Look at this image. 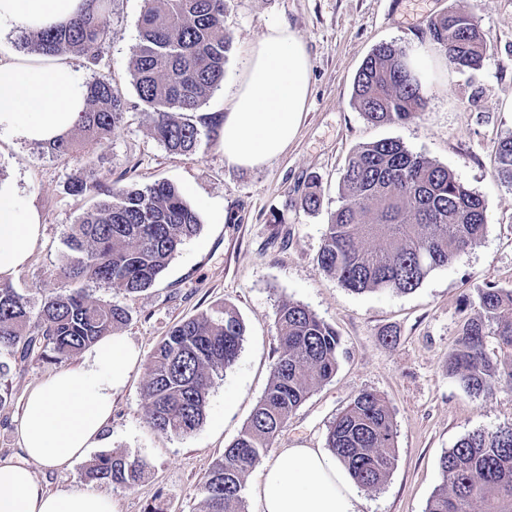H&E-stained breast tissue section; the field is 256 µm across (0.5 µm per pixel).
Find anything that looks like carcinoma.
Instances as JSON below:
<instances>
[{
    "label": "carcinoma",
    "mask_w": 512,
    "mask_h": 512,
    "mask_svg": "<svg viewBox=\"0 0 512 512\" xmlns=\"http://www.w3.org/2000/svg\"><path fill=\"white\" fill-rule=\"evenodd\" d=\"M66 25L39 33L18 32L25 55L58 56L73 51L96 65L107 35L102 0ZM425 36L459 71L479 68L484 40L464 0L427 25ZM230 39L224 33V0H145L139 41L129 62L130 82L144 111L152 114L154 137L172 153L193 155L203 138L217 134L213 117L193 120L224 79ZM356 108L372 124L407 122L425 108L419 81L392 44L377 46L360 67L353 87ZM127 104L107 76L89 82L87 109L77 127L87 144H102L120 129ZM56 157L74 158L71 139L44 144ZM497 174L512 185V137L495 149ZM319 178L309 177L302 199L308 211L321 207ZM77 196L97 198L71 227L72 259L61 274L126 295L149 289L183 243L201 227L197 212L174 185L114 188L94 164L68 185ZM344 203L331 217L317 257L321 270L355 293L411 292L428 274L451 264L486 229V207L451 171L382 139L360 147L341 183ZM372 241L374 246L366 243ZM478 315L467 319L448 351V374L473 396L496 388L512 392V289L489 284L477 293ZM129 321L119 304L101 303L85 289L58 293L33 309L8 282L0 283V374L15 355L64 361ZM280 354L268 388L237 438L207 471V512H245L244 475L308 396L335 375L340 339L336 330L303 305L282 304L275 318ZM245 328L236 310L178 322L153 351L144 391L149 422L165 435L197 431L206 416L214 376L230 368ZM330 452L355 483L376 489L395 465V430L390 406L364 391L332 423ZM443 485L425 512H512V426L476 431L440 460ZM138 458L104 453L83 468V480L125 488L142 479ZM481 503L479 511L475 504Z\"/></svg>",
    "instance_id": "carcinoma-1"
}]
</instances>
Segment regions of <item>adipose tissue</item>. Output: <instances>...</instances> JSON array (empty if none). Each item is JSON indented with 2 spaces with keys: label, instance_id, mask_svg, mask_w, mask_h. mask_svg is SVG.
Returning <instances> with one entry per match:
<instances>
[{
  "label": "adipose tissue",
  "instance_id": "adipose-tissue-1",
  "mask_svg": "<svg viewBox=\"0 0 512 512\" xmlns=\"http://www.w3.org/2000/svg\"><path fill=\"white\" fill-rule=\"evenodd\" d=\"M83 0H0V33L38 31L76 16ZM312 63L290 26L267 27L250 47L219 129L225 160L260 168L295 139L311 94ZM87 82L68 61L17 56L0 49V141L45 143L66 136L86 108ZM41 234L38 213L14 184H0V281L28 262ZM142 355L126 336L88 347L78 364L60 369L29 392L17 432L22 454L0 458V512H114L91 489L51 492L33 465L65 469L109 441L114 396ZM260 512H360L361 499L337 459L320 448H284L261 468Z\"/></svg>",
  "mask_w": 512,
  "mask_h": 512
}]
</instances>
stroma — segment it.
<instances>
[{
    "label": "stroma",
    "mask_w": 512,
    "mask_h": 512,
    "mask_svg": "<svg viewBox=\"0 0 512 512\" xmlns=\"http://www.w3.org/2000/svg\"><path fill=\"white\" fill-rule=\"evenodd\" d=\"M455 0H224V31L231 40L224 79L200 111L225 112L251 44L268 26L286 24L310 56L312 94L287 152L246 170L227 163L218 142L203 140L193 155L169 153L152 135V119L136 104L128 62L139 41L144 0H110L107 38L99 65L79 54L67 60L86 80L111 75L127 100L124 124L111 140L86 148L114 186L174 184L197 211L201 229L147 291L127 296L86 284L92 298L126 307L123 333L150 358L177 322L233 306L245 326L234 365L215 378L206 418L183 437L156 432L148 419L146 367L133 370L116 396L106 426L107 452L141 458L145 477L128 489L101 485L116 512H206L207 470L239 435L265 392L279 356L275 317L282 302L303 305L335 328L341 348L335 376L291 416L266 457L283 448H322L336 417L362 391L384 397L396 424L397 461L384 483L361 490L362 512H424L443 483L440 459L468 434L512 425V394L470 396L448 375V350L463 321L476 316L479 288H512V186L501 182L494 151L512 137V0H467L486 39L477 70L442 64L424 86L425 109L403 124L368 123L353 104L358 69L378 44L411 55L439 50L424 35L429 20ZM392 138L445 166L485 202L484 236L456 261L429 273L409 293H354L322 272L317 256L327 224L342 204L341 178L361 146ZM80 162L50 155L42 145L0 141V182L16 184L35 208L43 234L27 266L10 283L31 303L74 289L58 276L72 224L91 210L90 197L66 185ZM321 179L322 205L305 211L309 175ZM283 223H274V215ZM31 356L0 376V456L20 453L17 422L33 386L58 370Z\"/></svg>",
    "instance_id": "obj_1"
}]
</instances>
